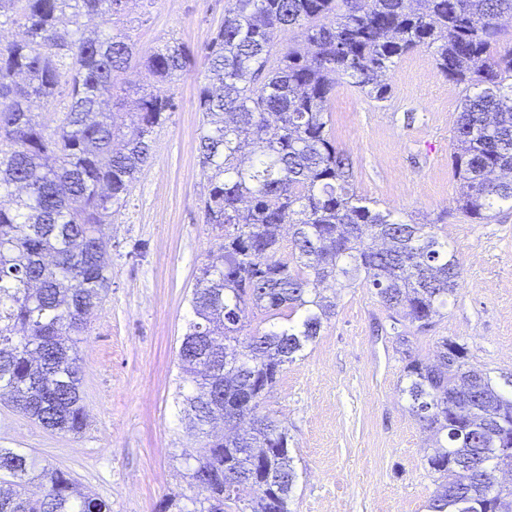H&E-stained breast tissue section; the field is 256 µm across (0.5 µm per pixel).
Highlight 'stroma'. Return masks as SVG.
Masks as SVG:
<instances>
[{
	"mask_svg": "<svg viewBox=\"0 0 512 512\" xmlns=\"http://www.w3.org/2000/svg\"><path fill=\"white\" fill-rule=\"evenodd\" d=\"M231 0H128L140 55L168 41L194 65L175 81L140 75L137 88L173 96L152 136L151 157L107 225L112 286L88 317L79 345L88 425L52 432L0 401V448L27 452L37 467L67 471L112 512H160L189 494L184 454L198 439L183 421L178 348L191 292L215 243L204 222L207 193L198 152L197 92L204 48ZM391 94L375 102L348 84L327 106V128L353 163L357 194L405 221L432 224L460 264L461 282L431 328L414 333L412 355L430 364L442 338L464 343L468 364L512 390V209L487 224L455 214L450 155L461 89L430 50L402 58ZM374 289L336 291L335 314L285 366L263 405L287 426L298 477L292 512H428L436 489L426 464L430 434L404 392L403 355Z\"/></svg>",
	"mask_w": 512,
	"mask_h": 512,
	"instance_id": "1",
	"label": "stroma"
}]
</instances>
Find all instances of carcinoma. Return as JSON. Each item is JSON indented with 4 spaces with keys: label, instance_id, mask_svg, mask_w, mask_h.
<instances>
[{
    "label": "carcinoma",
    "instance_id": "cac0c4a2",
    "mask_svg": "<svg viewBox=\"0 0 512 512\" xmlns=\"http://www.w3.org/2000/svg\"><path fill=\"white\" fill-rule=\"evenodd\" d=\"M128 0H0V19L25 37L0 43V396L43 427L86 426L78 336L110 288L103 226L118 212L150 156V136L174 102L144 92L113 100L114 77L130 68L131 36L66 35L68 15L107 20ZM512 0H234L205 46L210 73L199 88L200 164L209 182L205 223L222 231L200 270L193 318L178 352L188 391L179 393L201 452L185 457L191 511L180 499L162 512H218L224 500L247 512H290L297 474L288 429L259 414L283 366L315 342L336 303L321 285L376 290L392 312L407 358L410 410L433 432L429 469L439 483L430 512H500L512 488L494 484L512 467V397L468 367L467 347L440 341L437 362L413 358L405 326L428 327L460 286L448 243L425 224L392 218L357 195L352 164L326 130L338 84L383 101L389 74L417 47L462 88L451 155L457 210L479 223L512 204V45L499 50V18ZM301 33L300 43L280 46ZM190 62L167 42L144 58L170 82ZM68 103L53 123L36 110ZM288 226L294 263L282 259ZM288 324L247 333L249 317ZM250 415L235 436L210 435L216 414ZM41 480L34 498L27 484ZM0 512H112L57 468L0 448Z\"/></svg>",
    "mask_w": 512,
    "mask_h": 512
}]
</instances>
